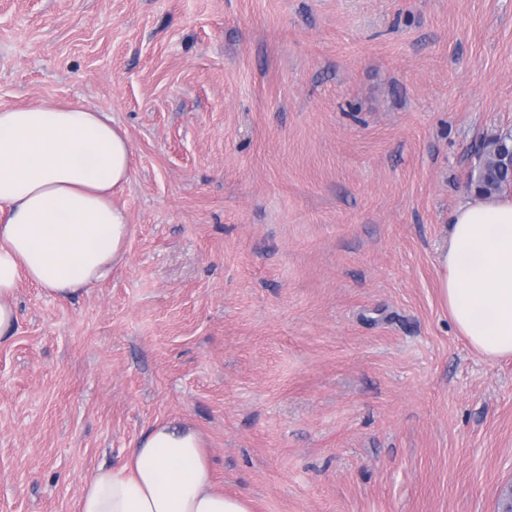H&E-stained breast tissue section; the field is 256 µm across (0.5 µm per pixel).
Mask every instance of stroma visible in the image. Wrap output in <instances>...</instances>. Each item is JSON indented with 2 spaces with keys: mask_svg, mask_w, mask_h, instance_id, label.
<instances>
[{
  "mask_svg": "<svg viewBox=\"0 0 512 512\" xmlns=\"http://www.w3.org/2000/svg\"><path fill=\"white\" fill-rule=\"evenodd\" d=\"M132 148L109 280L30 283L0 340V512H77L156 422L253 512H501L512 359L439 300L512 0H0V107Z\"/></svg>",
  "mask_w": 512,
  "mask_h": 512,
  "instance_id": "1",
  "label": "stroma"
}]
</instances>
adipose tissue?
I'll return each instance as SVG.
<instances>
[{"label": "adipose tissue", "mask_w": 512, "mask_h": 512, "mask_svg": "<svg viewBox=\"0 0 512 512\" xmlns=\"http://www.w3.org/2000/svg\"><path fill=\"white\" fill-rule=\"evenodd\" d=\"M128 136L78 104L0 109V338L18 321L17 291H89L126 255L131 227L112 201L129 182ZM443 307L472 348L512 359V197L460 204L437 253ZM78 512H251L217 490L200 433L162 421L120 468H99Z\"/></svg>", "instance_id": "obj_1"}]
</instances>
